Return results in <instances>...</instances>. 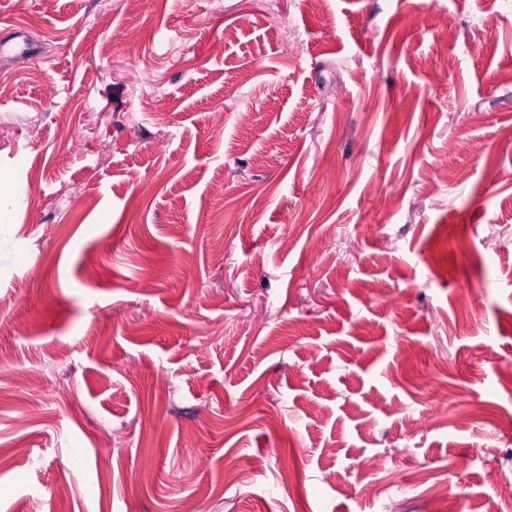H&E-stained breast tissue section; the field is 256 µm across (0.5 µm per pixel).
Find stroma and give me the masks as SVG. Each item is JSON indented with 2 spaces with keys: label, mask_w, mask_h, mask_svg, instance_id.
<instances>
[{
  "label": "stroma",
  "mask_w": 512,
  "mask_h": 512,
  "mask_svg": "<svg viewBox=\"0 0 512 512\" xmlns=\"http://www.w3.org/2000/svg\"><path fill=\"white\" fill-rule=\"evenodd\" d=\"M18 30L0 512H512V0H0Z\"/></svg>",
  "instance_id": "1"
}]
</instances>
